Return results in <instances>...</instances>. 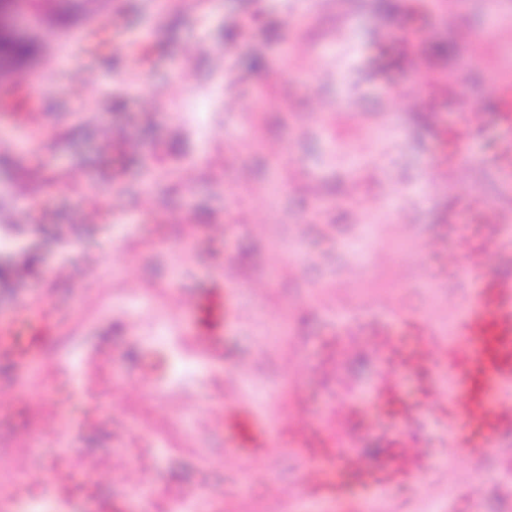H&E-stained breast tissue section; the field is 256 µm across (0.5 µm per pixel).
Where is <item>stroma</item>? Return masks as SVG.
<instances>
[{"instance_id": "obj_1", "label": "stroma", "mask_w": 512, "mask_h": 512, "mask_svg": "<svg viewBox=\"0 0 512 512\" xmlns=\"http://www.w3.org/2000/svg\"><path fill=\"white\" fill-rule=\"evenodd\" d=\"M385 2L204 0L189 15L122 0L134 58L101 64L91 40L43 76L37 137L0 151V227L18 268L0 279V318L23 302L59 316L37 362L0 364V467L26 474L9 486L19 499L166 512L187 495L208 512H326L301 431L378 475L367 487L344 474L339 496L512 512V430L498 454L456 456L444 371L424 382L388 354L420 329L440 333L477 291L452 252H484L485 277H512V223L469 211L512 197V169L497 166L512 125L494 107L512 76V0ZM489 30L500 39L478 43ZM448 42L455 55L434 53ZM183 58L194 86L178 94ZM77 64L96 68L103 111L75 110L62 74ZM89 199L100 223L83 221ZM386 271L396 294L375 285ZM226 277L243 295L216 357L206 311L186 298ZM110 295L183 323L199 372L142 344L140 320L103 308ZM75 347L86 363L67 383L57 362ZM389 382L415 420L381 399ZM242 404L270 426L267 447L243 457L221 423Z\"/></svg>"}]
</instances>
